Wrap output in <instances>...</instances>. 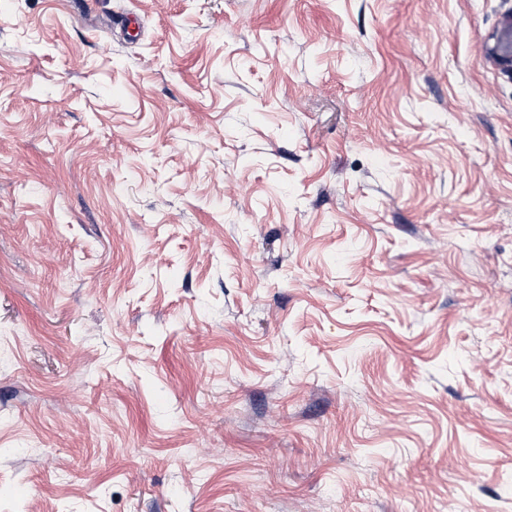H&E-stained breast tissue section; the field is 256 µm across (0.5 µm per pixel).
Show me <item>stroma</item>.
<instances>
[{
    "instance_id": "1",
    "label": "stroma",
    "mask_w": 512,
    "mask_h": 512,
    "mask_svg": "<svg viewBox=\"0 0 512 512\" xmlns=\"http://www.w3.org/2000/svg\"><path fill=\"white\" fill-rule=\"evenodd\" d=\"M512 0H0V512H512ZM487 56L503 72L512 74V21H507L504 30L492 45L487 46Z\"/></svg>"
}]
</instances>
